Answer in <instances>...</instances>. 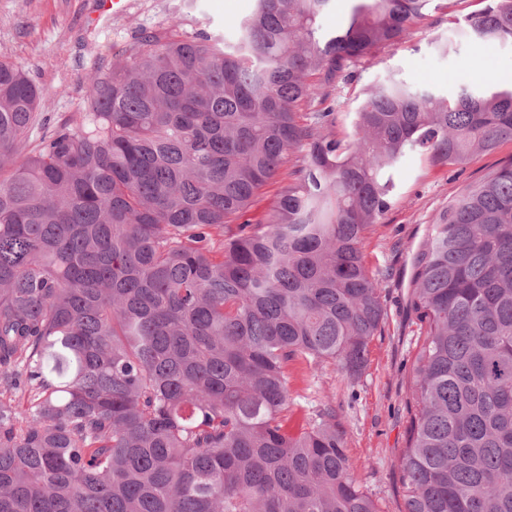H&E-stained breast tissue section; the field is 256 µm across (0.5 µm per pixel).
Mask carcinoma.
<instances>
[{"label": "carcinoma", "mask_w": 512, "mask_h": 512, "mask_svg": "<svg viewBox=\"0 0 512 512\" xmlns=\"http://www.w3.org/2000/svg\"><path fill=\"white\" fill-rule=\"evenodd\" d=\"M330 2L256 0L231 41L145 29L33 149L41 92L0 61V512H379L333 401L286 431L288 363L361 374L398 164L512 142V91L391 78L341 137L336 87L430 0L323 36ZM470 29L512 43V0ZM410 308L404 512H512V155L432 225Z\"/></svg>", "instance_id": "carcinoma-1"}]
</instances>
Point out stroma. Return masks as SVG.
<instances>
[{"label": "stroma", "instance_id": "obj_1", "mask_svg": "<svg viewBox=\"0 0 512 512\" xmlns=\"http://www.w3.org/2000/svg\"><path fill=\"white\" fill-rule=\"evenodd\" d=\"M98 2L0 0V60L23 67L43 92L30 145L81 110L96 68L136 41L142 29L180 20L185 31L206 28L230 38L255 8V0H129L125 13L104 22L95 18ZM487 3L430 0L426 19L408 41L378 50L369 64L359 66L354 81L338 87V111H356L366 91L392 75L449 97L464 87L512 90V82L500 77L501 71L512 70V46L462 34ZM510 155L512 142H507L458 169L407 154L396 173L391 208L365 244L368 266L383 277L387 319L369 345L362 374L348 377L332 363L288 365V419L307 423L322 402L335 401L349 462L380 512H404L398 460L406 444L405 402L416 342L408 309L412 254L462 187Z\"/></svg>", "mask_w": 512, "mask_h": 512}]
</instances>
